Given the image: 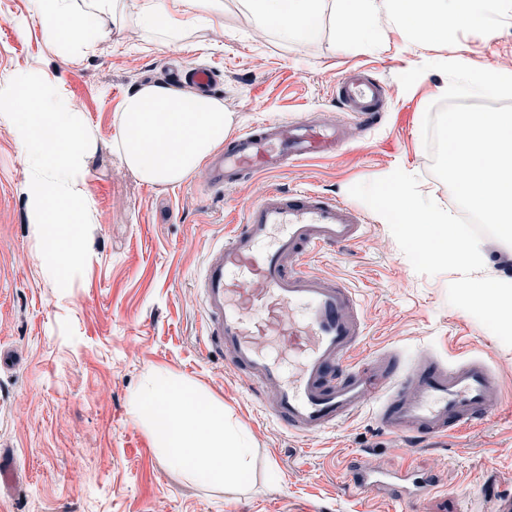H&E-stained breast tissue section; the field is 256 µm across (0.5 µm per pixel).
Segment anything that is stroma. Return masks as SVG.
Returning <instances> with one entry per match:
<instances>
[{
    "mask_svg": "<svg viewBox=\"0 0 512 512\" xmlns=\"http://www.w3.org/2000/svg\"><path fill=\"white\" fill-rule=\"evenodd\" d=\"M133 2L121 0L71 62L46 37L31 0H0V86L39 74L83 114L99 145L83 185L89 258L62 290L42 269L29 160L0 117V512H497L512 498V347L448 304L456 273H417L388 225L348 190L400 169L456 212L422 139L424 112L446 80L432 65L512 68V0H495L488 25L461 27L447 42L404 37L385 19L373 39H342L332 0H322L317 35L288 44L274 27L257 28L241 0H223L221 12L184 19L169 45L137 24ZM425 63L430 71L403 89L400 75ZM194 65L215 70L213 95L233 113L234 131L307 116L345 127L351 141L334 158L218 193L204 166L176 185L140 182L111 151L122 102ZM358 65L372 67L388 91L382 123L371 130L336 103L342 71ZM274 187L352 201L365 218L357 243L306 264L355 290L366 323L362 354L395 355L405 370L426 353L485 358L499 379L491 422L456 438L410 441L383 428L368 406L318 437L293 436L271 420L274 389L254 392L247 371L204 347L194 277L229 220ZM155 369L223 403L226 426L250 443L240 483L202 486L157 453L131 410ZM355 458L380 474L431 475L435 487L410 503L382 487L359 491L345 471Z\"/></svg>",
    "mask_w": 512,
    "mask_h": 512,
    "instance_id": "stroma-1",
    "label": "stroma"
}]
</instances>
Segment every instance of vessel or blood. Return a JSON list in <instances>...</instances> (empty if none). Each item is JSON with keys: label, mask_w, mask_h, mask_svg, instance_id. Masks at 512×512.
Instances as JSON below:
<instances>
[{"label": "vessel or blood", "mask_w": 512, "mask_h": 512, "mask_svg": "<svg viewBox=\"0 0 512 512\" xmlns=\"http://www.w3.org/2000/svg\"><path fill=\"white\" fill-rule=\"evenodd\" d=\"M386 98L382 81L364 70L343 73L336 85L342 109L376 126ZM345 145L336 125L300 118L263 122L238 133L209 161V187L222 191L248 175L273 172L311 156H333ZM364 219L348 203L313 190H268L248 205L199 271L206 344L226 351L233 368L247 369L258 386H275L270 415L286 430L315 437L349 420L367 398L377 401L383 427L405 436H447L493 416L488 399L499 379L481 357L448 362L424 356L412 369L378 372L361 362L365 333L358 301L347 285L307 271L320 250L355 243ZM288 310L270 320L271 309ZM288 340L302 362L287 373L283 361L257 340L259 332ZM360 490L386 484L403 500L432 490L429 476L350 470Z\"/></svg>", "instance_id": "vessel-or-blood-1"}]
</instances>
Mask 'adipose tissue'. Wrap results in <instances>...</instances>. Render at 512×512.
Listing matches in <instances>:
<instances>
[{"label": "adipose tissue", "mask_w": 512, "mask_h": 512, "mask_svg": "<svg viewBox=\"0 0 512 512\" xmlns=\"http://www.w3.org/2000/svg\"><path fill=\"white\" fill-rule=\"evenodd\" d=\"M117 0H34L47 37L69 50L88 47ZM259 27L274 26L283 41L316 35L320 0H242ZM340 32H371L380 16L397 30L447 40L458 22L484 23L490 0H338ZM233 124L222 100L164 83L140 87L123 102L120 138L113 149L141 182L177 184L194 174L223 144ZM135 418L173 470L220 488L241 480L250 447L224 428V406L161 370L149 371L132 395Z\"/></svg>", "instance_id": "obj_1"}]
</instances>
